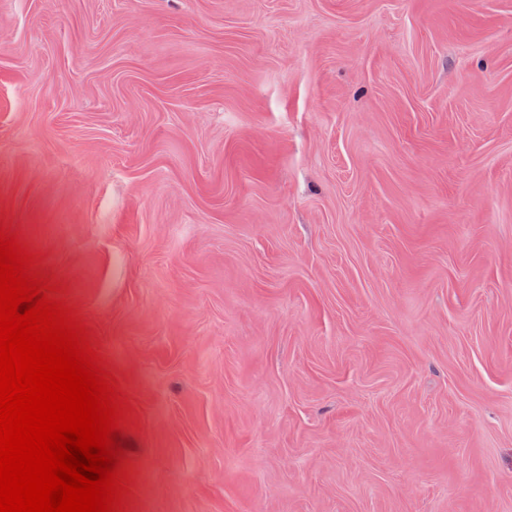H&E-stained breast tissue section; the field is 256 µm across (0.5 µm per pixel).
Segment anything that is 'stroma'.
Masks as SVG:
<instances>
[{
  "label": "stroma",
  "instance_id": "stroma-1",
  "mask_svg": "<svg viewBox=\"0 0 512 512\" xmlns=\"http://www.w3.org/2000/svg\"><path fill=\"white\" fill-rule=\"evenodd\" d=\"M0 215L128 512H512V0H0Z\"/></svg>",
  "mask_w": 512,
  "mask_h": 512
}]
</instances>
